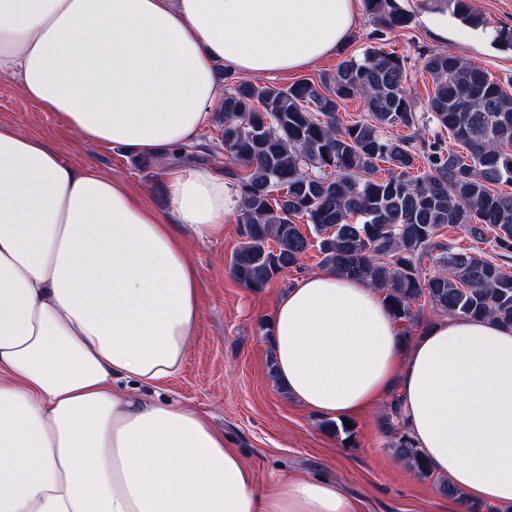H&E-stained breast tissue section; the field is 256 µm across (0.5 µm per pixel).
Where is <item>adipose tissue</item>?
Returning a JSON list of instances; mask_svg holds the SVG:
<instances>
[{
    "label": "adipose tissue",
    "mask_w": 512,
    "mask_h": 512,
    "mask_svg": "<svg viewBox=\"0 0 512 512\" xmlns=\"http://www.w3.org/2000/svg\"><path fill=\"white\" fill-rule=\"evenodd\" d=\"M356 0H0V73L92 145L161 161L196 141L217 69L333 53ZM166 213L94 163L0 122V512H357L329 479L260 488L197 411L139 390L200 321L186 237L241 207L223 174L169 171ZM277 385L333 421L395 397L430 468L512 512V327L450 317L406 339L369 282L327 270L279 297Z\"/></svg>",
    "instance_id": "adipose-tissue-1"
}]
</instances>
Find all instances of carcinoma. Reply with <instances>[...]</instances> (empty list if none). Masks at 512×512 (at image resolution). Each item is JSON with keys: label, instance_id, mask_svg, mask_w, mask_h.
<instances>
[{"label": "carcinoma", "instance_id": "carcinoma-1", "mask_svg": "<svg viewBox=\"0 0 512 512\" xmlns=\"http://www.w3.org/2000/svg\"><path fill=\"white\" fill-rule=\"evenodd\" d=\"M448 2L464 24L484 26L468 0ZM364 3L387 29L409 23L397 0ZM424 68L434 86L427 111L466 153L443 146L435 134L424 155L427 169L417 176L411 140L386 135L417 122L397 55L373 47L316 81L224 89L222 140L212 152L224 153L242 193V243L229 266L239 283L261 290L298 264L311 247L294 222L303 218L318 237L320 264L369 281L396 318L414 319L412 305L423 298L451 316L512 325V276L439 240L445 226L476 240L491 226L496 246L512 252V96L488 71L451 51L429 55ZM351 99L363 101L367 117L347 125L338 112ZM379 161L393 167L384 180L375 178ZM426 262L436 270L427 271ZM385 427L395 435V457L430 476L409 431L390 420Z\"/></svg>", "mask_w": 512, "mask_h": 512}]
</instances>
